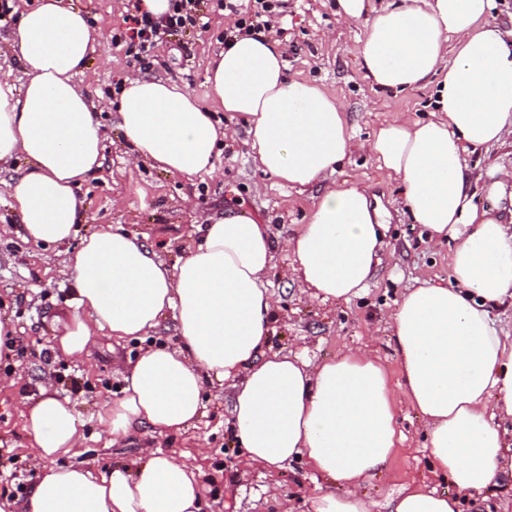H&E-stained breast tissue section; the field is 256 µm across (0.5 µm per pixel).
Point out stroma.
I'll return each instance as SVG.
<instances>
[{
    "mask_svg": "<svg viewBox=\"0 0 512 512\" xmlns=\"http://www.w3.org/2000/svg\"><path fill=\"white\" fill-rule=\"evenodd\" d=\"M63 3L84 13L104 38L101 49L76 77L94 104L103 132V165L78 191L86 217L80 235L120 227L170 265L196 237L195 222L203 212L246 214L268 225L278 239L292 235L304 223L320 188L299 191L258 170L241 122L217 109L205 82L206 67L223 49L224 31L233 26L234 16L217 8L210 10L206 31L188 32L160 44L145 71L146 76L176 82L237 132L225 146L215 175L186 180L146 163L131 164L122 134L112 122L110 95L135 72L124 47L111 43L113 31L124 25L127 0ZM270 31L287 48L289 76L315 82L336 97L355 142L367 141L381 123L393 117L414 121L427 116L430 89L383 93L365 78L358 53L366 24L340 22L336 0H284L283 12L273 19ZM333 180L340 188L357 181L370 185L389 210L383 262L359 297L347 303H324L300 292L292 279L291 257L279 252L268 276L274 300L269 346L284 353H303L313 362L366 350L384 364L404 438L388 463L360 488L361 496L372 502L373 512H388L389 500L410 482L460 495L463 512H512L511 482L483 495H461L451 482L434 474L424 448L421 416L401 385L387 315L407 288L424 280L440 283L447 279V242L429 240L421 226L411 222L397 182L365 152L354 151ZM20 229V217L10 208L6 187L0 183V320L14 326L17 344L15 351L0 356V375L10 379L0 387L1 502L25 499L38 480V450L21 415L26 398L38 395L41 386L47 385L74 403L84 423V441L60 457V464L104 470L131 462L147 453L140 432H133L124 446L116 447L96 418L105 402L119 396L124 386L116 365L135 360L151 344L174 349L181 343L175 322L168 317L157 333L128 338L117 346L102 335L92 338L87 358L52 357L59 321L71 311L70 283L62 257L44 261L43 248L25 241ZM203 401L202 416L159 441L163 451L198 467L203 512H277L279 501L285 499L291 500L296 512H309L318 490L342 493L340 483L320 479L301 459L276 471L249 465L226 424L229 396L223 382L206 381Z\"/></svg>",
    "mask_w": 512,
    "mask_h": 512,
    "instance_id": "1",
    "label": "stroma"
}]
</instances>
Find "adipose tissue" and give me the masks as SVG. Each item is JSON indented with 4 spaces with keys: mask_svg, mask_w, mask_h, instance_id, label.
Segmentation results:
<instances>
[{
    "mask_svg": "<svg viewBox=\"0 0 512 512\" xmlns=\"http://www.w3.org/2000/svg\"><path fill=\"white\" fill-rule=\"evenodd\" d=\"M493 0H336L346 23L366 20L358 64L383 92H433L430 116L393 118L364 149L394 176L413 223L448 243L447 284L408 290L388 316L403 385L427 429L437 473L459 491L512 474V338L491 318L512 304V220L503 215L512 167L491 166L489 206L470 194L466 155L512 148V33L491 22ZM10 44L28 77L0 80V166L24 157L7 184L25 241L68 246L75 310L58 330L56 355L86 356L92 337L147 336L172 315L178 348L144 350L126 369L121 398L98 421L122 443L134 427L149 438L181 430L201 411L208 377L229 382L236 438L249 461L272 470L303 458L344 494L322 492L313 512H372L361 483L387 463L402 437L393 392L369 352L312 363L266 351L273 298L265 281L278 248L294 257L302 292L350 301L381 262L387 212L367 185H327L352 148L337 99L289 77L286 49L266 33L239 36L216 53L205 82L224 111L246 122L258 169L304 189L323 184L305 224L283 242L243 214L203 217V236L173 267L119 230L80 238L76 191L102 165L101 125L76 76L100 33L62 0L22 11ZM115 118L134 160L191 178L217 171L231 130L162 77L126 78ZM497 412L489 414L488 399ZM25 427L43 462L30 497L9 512H200L199 476L175 457L106 471L61 465L83 434L69 398L25 404ZM458 499L405 486L390 512H459Z\"/></svg>",
    "mask_w": 512,
    "mask_h": 512,
    "instance_id": "obj_1",
    "label": "adipose tissue"
}]
</instances>
